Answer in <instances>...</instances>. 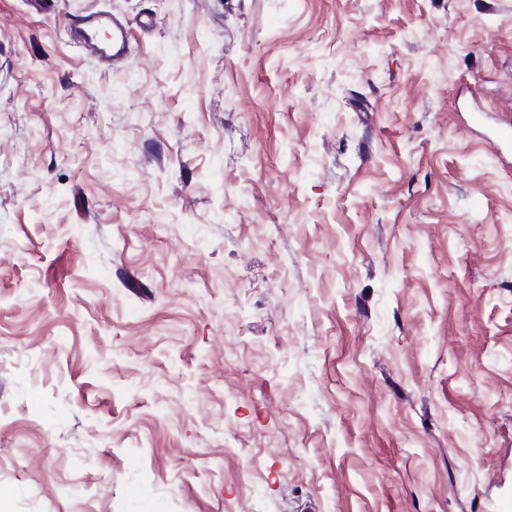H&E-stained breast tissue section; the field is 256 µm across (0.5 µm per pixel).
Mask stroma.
<instances>
[{"instance_id":"stroma-1","label":"stroma","mask_w":512,"mask_h":512,"mask_svg":"<svg viewBox=\"0 0 512 512\" xmlns=\"http://www.w3.org/2000/svg\"><path fill=\"white\" fill-rule=\"evenodd\" d=\"M511 88L512 0H0V512H495ZM103 26H109L112 29V37L108 45L101 47L94 34ZM67 35L88 56L111 58L112 62H116L123 57V51L129 41L127 30L120 26L118 28L114 27L110 18L101 13H91L82 17L70 27Z\"/></svg>"}]
</instances>
